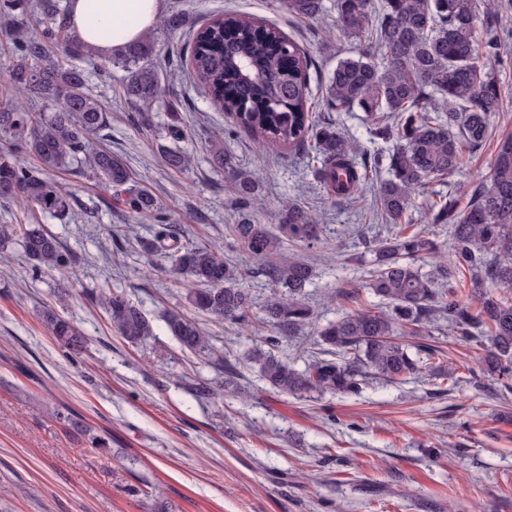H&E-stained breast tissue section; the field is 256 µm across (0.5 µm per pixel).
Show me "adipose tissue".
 Returning a JSON list of instances; mask_svg holds the SVG:
<instances>
[{
  "instance_id": "obj_1",
  "label": "adipose tissue",
  "mask_w": 512,
  "mask_h": 512,
  "mask_svg": "<svg viewBox=\"0 0 512 512\" xmlns=\"http://www.w3.org/2000/svg\"><path fill=\"white\" fill-rule=\"evenodd\" d=\"M76 35L104 57L120 54L158 21L160 0H67Z\"/></svg>"
}]
</instances>
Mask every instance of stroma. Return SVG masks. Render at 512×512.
Listing matches in <instances>:
<instances>
[{"mask_svg": "<svg viewBox=\"0 0 512 512\" xmlns=\"http://www.w3.org/2000/svg\"><path fill=\"white\" fill-rule=\"evenodd\" d=\"M180 2L189 26L159 33L152 64L161 96L191 128L194 161L169 169L156 152L157 113L144 124L122 97L123 72L103 77L88 60L87 90L111 119L95 146L120 155L137 180L163 203L190 242L222 252L240 270L254 262L229 248L238 219L237 196L209 162L216 132L230 118L179 72L188 29L227 10L277 26L298 43L309 67L317 120L335 124L367 152L364 112L336 111L324 86L338 59L366 51V41L334 28L333 0L319 20L294 17L279 0H161L162 14ZM501 43L491 60L500 83V112L489 137L465 154L448 177L416 190L409 212L423 221L429 195L463 190L488 172L500 139L512 134V0H494ZM236 165L261 180L257 213L269 230L282 221L281 205L294 202L326 227L312 244L287 249L313 269L305 302L317 323L354 308L379 310L367 289L370 246L389 234L374 196L387 171L352 198L330 200L307 154L263 148L247 135L225 139ZM76 206L58 220L19 202L0 205V224H39L71 257L74 279L41 273L20 240L8 243L0 265V512H512V376L483 374L480 343L454 336L447 320L422 329L412 345L441 350L440 369L403 381L372 380L359 394L297 398L276 393L246 361L262 334L195 314L189 283L153 267L140 246L153 225H131L112 199L86 177L59 174ZM119 290L138 303L153 334L138 345L112 328L99 297ZM353 292L356 302L336 300ZM54 308L86 337L82 354L68 355L45 327L41 312ZM196 316L212 338L213 355L183 350L163 315ZM231 370L215 364L217 356ZM233 389L223 398L196 399L199 384ZM105 439L93 447L92 436Z\"/></svg>", "mask_w": 512, "mask_h": 512, "instance_id": "35a3bbf8", "label": "stroma"}]
</instances>
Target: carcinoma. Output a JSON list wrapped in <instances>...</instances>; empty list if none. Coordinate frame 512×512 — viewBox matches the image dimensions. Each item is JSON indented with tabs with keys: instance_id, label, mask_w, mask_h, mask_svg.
<instances>
[{
	"instance_id": "carcinoma-1",
	"label": "carcinoma",
	"mask_w": 512,
	"mask_h": 512,
	"mask_svg": "<svg viewBox=\"0 0 512 512\" xmlns=\"http://www.w3.org/2000/svg\"><path fill=\"white\" fill-rule=\"evenodd\" d=\"M291 15L319 18L323 0H280ZM336 27L341 33L365 39L381 56L338 60L326 83V102L337 111L355 108L365 113L370 135L394 141L389 154L377 153L373 163L357 161L362 150L345 139L334 124L313 116L306 57L279 28L250 16L226 13L193 32L189 75L210 96L213 105L232 114L233 126L257 144L315 154V175L337 201L351 198L369 181V173L386 167L389 178L380 183L375 206L390 224L391 237L371 249L368 288L391 305L389 311L348 313L316 330L320 352L301 370L275 354L279 344L299 337L313 323L303 301L311 271L300 260L268 265L289 243L317 239L315 224L297 204L281 210L280 233L271 234L254 219L251 204L259 183L238 170L221 145L214 146L211 166L232 178L239 217L232 225V247L258 261L251 274L270 285L260 310L269 326L265 344L247 355L261 380L273 391L296 397L314 394H356L371 377L403 380L431 368L435 349L411 351L397 341L405 333L448 316L457 336L469 340L472 329L487 333L490 347L480 360L484 371L512 374V302L495 298L489 288H512V137L499 143L489 175L473 185L469 202L427 199L426 223L406 234L402 228L411 194L434 179L452 174L464 152L480 148L489 135L490 120L500 111L498 82L488 59L499 49L497 19L484 15L477 36L479 0H334ZM0 17L9 39L6 88L41 104V109L0 106V201L26 205L63 218L72 210L70 194L50 173L76 169L101 188L128 216L159 225L140 244L157 265L169 268L196 285L189 302L199 311L241 328L258 320L242 273L208 246L183 241L184 235L166 222L164 207L149 191L133 184L123 158L110 150L91 147V136L107 127L108 115L86 89V72L54 59L96 57L79 41L60 0H0ZM484 48H479V44ZM158 38L145 34L108 66L125 72L124 99L139 108L141 119L159 105L160 78L147 60L157 52ZM159 145L165 163L176 170L192 165L191 153L180 146L188 136L181 113L169 107ZM450 229L449 264L423 271L421 255L436 254L439 245L427 227ZM22 240L35 269L70 270V261L56 236L32 224H3L0 242ZM467 279L479 303L460 301L448 278ZM112 327L127 343L139 344L152 335L143 310L125 294L101 292ZM44 321L55 339L71 353L84 346L82 332L47 307ZM168 329L181 347L193 353H212L199 324L178 313L166 317Z\"/></svg>"
}]
</instances>
